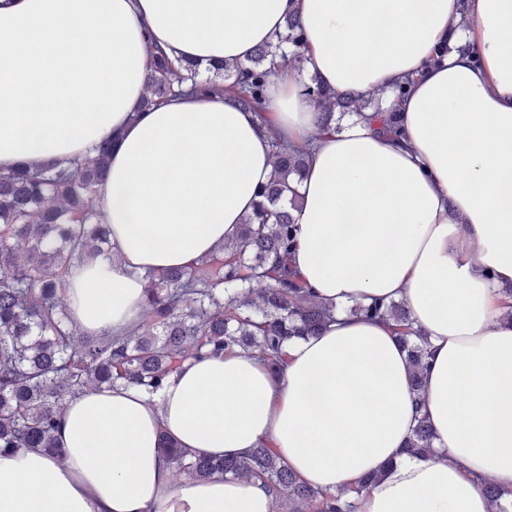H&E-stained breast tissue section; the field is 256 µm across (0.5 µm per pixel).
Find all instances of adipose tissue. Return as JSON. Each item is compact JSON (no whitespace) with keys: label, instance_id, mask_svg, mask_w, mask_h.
Wrapping results in <instances>:
<instances>
[{"label":"adipose tissue","instance_id":"obj_1","mask_svg":"<svg viewBox=\"0 0 512 512\" xmlns=\"http://www.w3.org/2000/svg\"><path fill=\"white\" fill-rule=\"evenodd\" d=\"M468 5L466 24L458 0H0V170L112 143L98 197L109 247L65 288L81 332L126 333L145 272L237 236L274 133L314 143L293 266L335 307L320 335L289 342L280 375L237 351L185 362L154 395L118 385L66 400L63 459L0 454V512H273L252 478L174 484L164 435L202 457L270 443L324 492L378 473L355 512H495L485 481L512 489V0ZM291 16L304 76L336 92L387 95L414 77L397 102L403 140L356 117L319 132L297 75L272 80L263 119L228 95L141 108L150 48L244 64ZM396 298L428 340L419 400L390 326L349 312ZM420 412L434 452L415 458L404 448Z\"/></svg>","mask_w":512,"mask_h":512}]
</instances>
